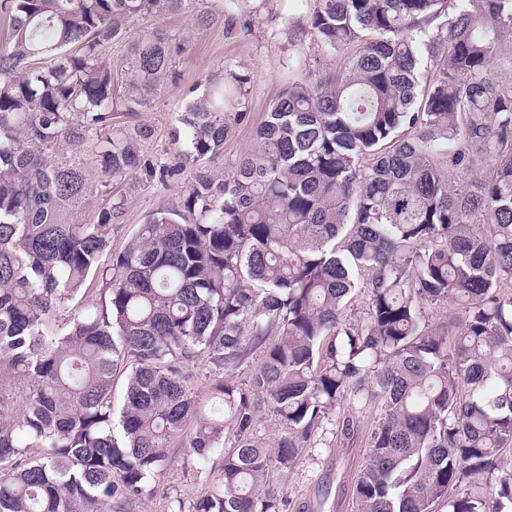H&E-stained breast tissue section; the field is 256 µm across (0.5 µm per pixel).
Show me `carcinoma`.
<instances>
[{
	"label": "carcinoma",
	"mask_w": 512,
	"mask_h": 512,
	"mask_svg": "<svg viewBox=\"0 0 512 512\" xmlns=\"http://www.w3.org/2000/svg\"><path fill=\"white\" fill-rule=\"evenodd\" d=\"M186 2L0 0V512H134L186 432L223 460L193 512H279L269 474L345 401L379 410L356 512H508L512 83L491 69L512 71V0H317L303 35L344 67L317 59L288 83L222 182L199 167L245 118L249 75L189 90L178 168H156L150 128L117 118L187 46L134 41L119 101L104 59L130 20ZM70 142L94 146L104 188L197 173L102 267L112 210L63 220L94 190L58 155ZM91 273L104 301L56 325ZM448 304L458 325L429 324ZM261 404L284 428L272 446Z\"/></svg>",
	"instance_id": "obj_1"
}]
</instances>
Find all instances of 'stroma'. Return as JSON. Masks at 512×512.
<instances>
[{"mask_svg":"<svg viewBox=\"0 0 512 512\" xmlns=\"http://www.w3.org/2000/svg\"><path fill=\"white\" fill-rule=\"evenodd\" d=\"M315 5V0H188L182 13L131 20L125 38L113 42L109 51L116 95L125 92L131 41L160 30L189 45L187 53L176 57L153 100L130 118L131 123L152 130L143 144L145 157L155 165L175 167L170 133L185 110L189 88L213 72L239 68L250 75L247 117L223 150L204 165L218 180L233 173L241 157L254 147L255 129L281 89L303 79L309 64L321 54L302 35ZM194 176V170L186 169L164 184L141 176L113 181L102 194L68 203L64 220L94 224L103 208L113 207L108 226L111 251L101 258L102 264H109L148 214L179 203ZM376 415L373 407L347 402L329 412L323 432L311 439L296 465L271 475L283 489L282 512H356L353 487L369 452L368 436ZM346 419L354 426L348 436L341 431ZM221 470L220 457L200 462L183 440H176L168 450L167 465L152 484V494L136 512H192Z\"/></svg>","mask_w":512,"mask_h":512,"instance_id":"1","label":"stroma"}]
</instances>
